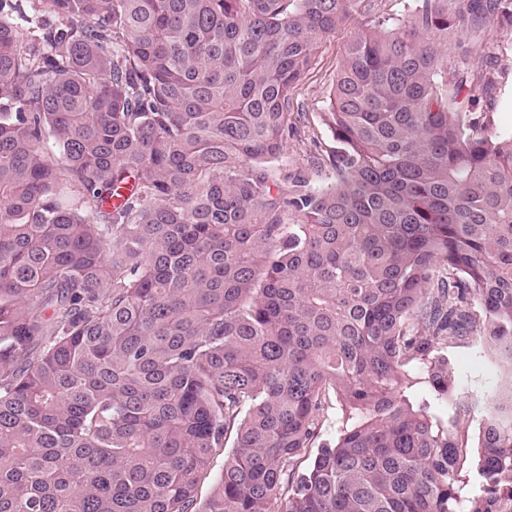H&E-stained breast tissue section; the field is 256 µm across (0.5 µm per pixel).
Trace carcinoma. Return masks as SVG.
I'll list each match as a JSON object with an SVG mask.
<instances>
[{
    "instance_id": "carcinoma-1",
    "label": "carcinoma",
    "mask_w": 512,
    "mask_h": 512,
    "mask_svg": "<svg viewBox=\"0 0 512 512\" xmlns=\"http://www.w3.org/2000/svg\"><path fill=\"white\" fill-rule=\"evenodd\" d=\"M349 3L0 0V512H512V382L448 360L512 361V135L448 56L512 0L372 21L332 182L285 194L291 90ZM332 393L353 423L302 469ZM448 358L454 374L466 380L474 391L499 389L512 376V364L486 351L471 339L448 348ZM232 445L229 442L227 448L218 451L212 458L209 467V474L204 482L200 486L199 497L200 500L204 501L213 491L218 479L224 471V462L227 456L230 455Z\"/></svg>"
}]
</instances>
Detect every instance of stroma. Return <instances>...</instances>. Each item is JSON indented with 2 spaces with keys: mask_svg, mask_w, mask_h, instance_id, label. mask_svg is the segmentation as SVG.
<instances>
[{
  "mask_svg": "<svg viewBox=\"0 0 512 512\" xmlns=\"http://www.w3.org/2000/svg\"><path fill=\"white\" fill-rule=\"evenodd\" d=\"M412 2L353 0L351 19L339 24L335 32L323 40L312 68L291 94L293 130L275 166L282 191H289L290 178L294 175L304 176L314 187L330 182L332 171L328 156L335 141L323 121V114L345 47L362 23L377 17L396 21L407 13ZM470 45L474 50L475 74L491 73L497 82L493 101L479 102L475 111L482 115L491 130L512 134V33L485 31L472 39ZM448 358L455 375L478 392L503 387L512 378V364L468 339L450 347Z\"/></svg>",
  "mask_w": 512,
  "mask_h": 512,
  "instance_id": "1",
  "label": "stroma"
}]
</instances>
